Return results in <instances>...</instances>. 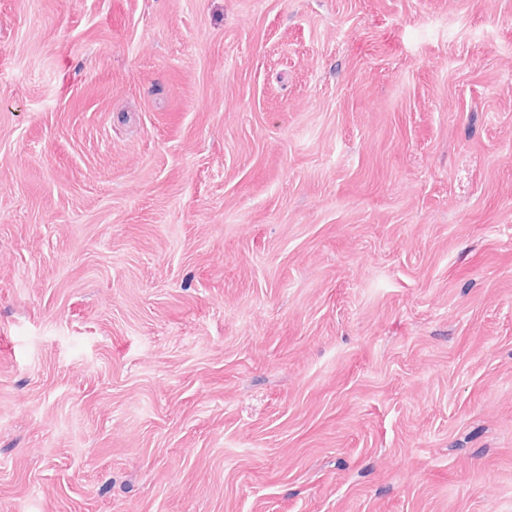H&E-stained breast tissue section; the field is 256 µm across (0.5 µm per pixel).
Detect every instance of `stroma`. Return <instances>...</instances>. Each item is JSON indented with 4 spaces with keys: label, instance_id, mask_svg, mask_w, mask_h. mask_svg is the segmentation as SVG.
<instances>
[{
    "label": "stroma",
    "instance_id": "obj_1",
    "mask_svg": "<svg viewBox=\"0 0 512 512\" xmlns=\"http://www.w3.org/2000/svg\"><path fill=\"white\" fill-rule=\"evenodd\" d=\"M0 512H512V0H0Z\"/></svg>",
    "mask_w": 512,
    "mask_h": 512
}]
</instances>
